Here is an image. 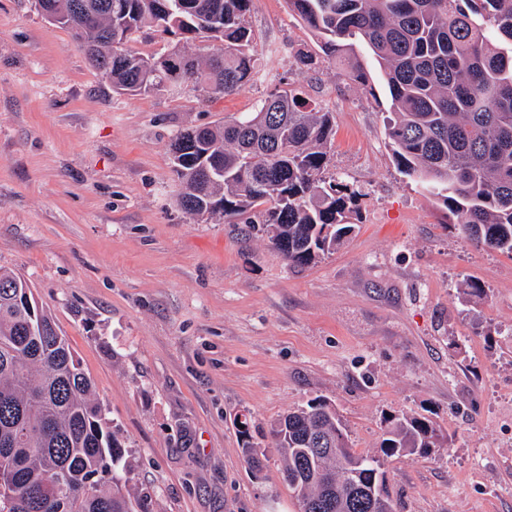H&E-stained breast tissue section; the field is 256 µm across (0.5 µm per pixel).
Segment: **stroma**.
Returning a JSON list of instances; mask_svg holds the SVG:
<instances>
[{
	"label": "stroma",
	"mask_w": 512,
	"mask_h": 512,
	"mask_svg": "<svg viewBox=\"0 0 512 512\" xmlns=\"http://www.w3.org/2000/svg\"><path fill=\"white\" fill-rule=\"evenodd\" d=\"M248 20L268 78L208 100L130 95L35 0H0V268L29 282L92 379L143 512H299L278 452L252 472L235 421L265 428L316 397L363 454L391 415L440 431L441 447L386 464L394 512H512V256L475 247L398 171L363 39L358 84L288 0H251ZM282 80L331 113L326 173L361 192L355 233L307 266L186 215L169 153Z\"/></svg>",
	"instance_id": "obj_1"
}]
</instances>
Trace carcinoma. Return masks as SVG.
Returning <instances> with one entry per match:
<instances>
[{
    "label": "carcinoma",
    "mask_w": 512,
    "mask_h": 512,
    "mask_svg": "<svg viewBox=\"0 0 512 512\" xmlns=\"http://www.w3.org/2000/svg\"><path fill=\"white\" fill-rule=\"evenodd\" d=\"M96 12L74 34L92 65L131 94L192 86L239 93L261 76L253 54L251 0H75ZM320 39L325 59L364 39L391 97L387 136L397 169L448 209L476 244L512 255V0H289ZM207 37L224 51L196 56L178 44L142 55L129 42L144 24ZM334 138L330 113L286 89L255 111L179 132L171 144L177 202L192 216L260 224L290 264L336 250L359 222L360 190L325 180ZM22 277L0 272V469H9L12 512H134L125 449L93 398V386L44 309L16 302ZM381 455L348 447L336 409L323 398L288 413L269 434L282 479L301 512H376L389 500V458L440 447L430 421L384 418ZM247 466L265 452L249 419L239 424Z\"/></svg>",
    "instance_id": "1"
}]
</instances>
